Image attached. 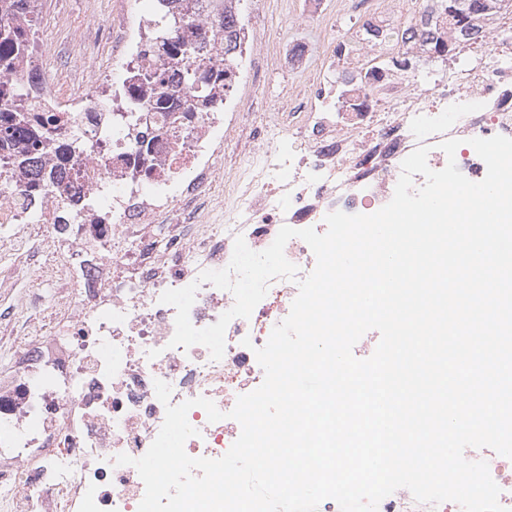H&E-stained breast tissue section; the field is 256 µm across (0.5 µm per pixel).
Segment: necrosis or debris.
Instances as JSON below:
<instances>
[{"label": "necrosis or debris", "mask_w": 512, "mask_h": 512, "mask_svg": "<svg viewBox=\"0 0 512 512\" xmlns=\"http://www.w3.org/2000/svg\"><path fill=\"white\" fill-rule=\"evenodd\" d=\"M163 23L161 11L146 13L126 0L98 73L77 65L61 88L47 81L30 88L59 116L63 134L85 144L83 154L54 170L62 196L25 204L32 177L0 150V224L51 225L61 308L38 338L14 311L0 313L16 343L10 375L0 381V512H138L144 484L135 467L114 459L143 456L157 437L166 405L155 380L170 385L169 403L204 397L224 413L262 384L254 351L288 316L299 279L316 265L302 239L285 246L296 279L271 281L251 316L229 323L221 360L202 345L170 347L176 310L160 301L166 290L198 283L202 271L228 267L236 237L260 252L282 226L322 234L329 212L375 213L391 200L402 161L421 145L439 171L447 164L441 143L460 140L458 169L481 181L487 167L470 139L512 138V43H460L467 67L421 90L414 74H368L362 62L370 46L352 38L347 64L363 80L347 110L336 112L327 77L336 64L331 38L325 56L311 63L308 93L281 95L248 121L220 80L210 85L211 102L180 93L166 110L152 106L146 77L171 61L144 49ZM239 36L246 50L233 65V82L287 58L284 35L263 54L249 53L259 39L255 18L242 21ZM244 142L253 159L226 167ZM198 285L190 321L205 328L234 297ZM188 421L198 431L185 443L194 458L222 457L241 431L209 421L199 407ZM464 456L487 462L499 502L512 512V459L489 448Z\"/></svg>", "instance_id": "obj_1"}]
</instances>
